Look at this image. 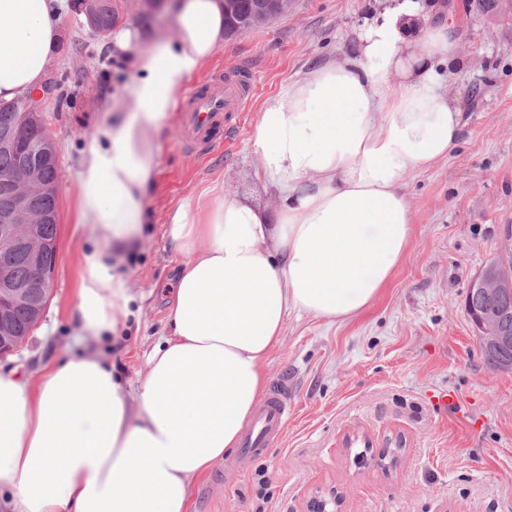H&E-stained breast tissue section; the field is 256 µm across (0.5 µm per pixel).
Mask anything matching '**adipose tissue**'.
<instances>
[{
	"label": "adipose tissue",
	"mask_w": 512,
	"mask_h": 512,
	"mask_svg": "<svg viewBox=\"0 0 512 512\" xmlns=\"http://www.w3.org/2000/svg\"><path fill=\"white\" fill-rule=\"evenodd\" d=\"M66 0H0V103L42 91ZM174 37L113 29L128 100L79 162L75 221L91 227L70 321L95 348L47 363L38 382L0 373V492L11 512H189L191 488L239 447L267 386L264 364L290 314L331 324L367 310L414 234L409 176L448 158L463 130L439 68L455 63L447 20L406 50L410 12L366 25L354 55L269 96L250 149L274 214L215 189L179 205L168 234L184 258L165 332L137 381L97 344L119 333L133 296L124 269L144 241L153 141L186 83L227 32L224 0H174Z\"/></svg>",
	"instance_id": "ef3b65f1"
}]
</instances>
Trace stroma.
Here are the masks:
<instances>
[{
    "label": "stroma",
    "mask_w": 512,
    "mask_h": 512,
    "mask_svg": "<svg viewBox=\"0 0 512 512\" xmlns=\"http://www.w3.org/2000/svg\"><path fill=\"white\" fill-rule=\"evenodd\" d=\"M404 1L419 21L444 15L455 26L461 62L446 78L464 114L462 139L448 159L408 180L415 233L374 304L344 324L288 317L264 365L269 383L288 380L293 409L282 435L244 470L219 462L195 484L191 512H308L312 497L335 494L342 512H512V371L486 365L465 311L470 280L512 225L510 7L489 16L465 11L464 0L446 10L439 0H293L288 14L226 40L193 80L250 67L258 74L251 106L225 141L184 146L178 112L156 137L158 173L143 198L150 222L126 264L141 312L103 347L125 379L143 374L182 261L168 238L171 212L216 185L274 211L278 200L255 180L249 151L264 100L314 66L351 57L361 29ZM107 42L67 9L48 75L60 88L43 112L62 173L52 289L26 341L0 357L1 372L34 381L45 363L91 343L68 321L89 234L74 221L78 160L105 96L127 97L134 81ZM444 388L459 393L461 410L431 404V392ZM388 446L395 463L373 465Z\"/></svg>",
    "instance_id": "obj_1"
}]
</instances>
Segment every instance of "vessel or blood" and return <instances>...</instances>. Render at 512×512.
Returning a JSON list of instances; mask_svg holds the SVG:
<instances>
[{
    "mask_svg": "<svg viewBox=\"0 0 512 512\" xmlns=\"http://www.w3.org/2000/svg\"><path fill=\"white\" fill-rule=\"evenodd\" d=\"M256 83L255 72L244 68L232 76L207 79L197 85L183 110L182 142L203 145L227 135L233 118L249 108ZM290 413L288 385L283 382L256 412L252 427L241 442L238 458L245 461L260 453L268 439L281 430Z\"/></svg>",
    "mask_w": 512,
    "mask_h": 512,
    "instance_id": "b4317fda",
    "label": "vessel or blood"
}]
</instances>
